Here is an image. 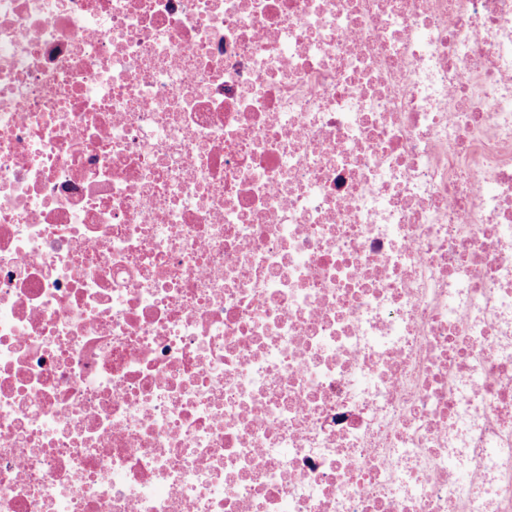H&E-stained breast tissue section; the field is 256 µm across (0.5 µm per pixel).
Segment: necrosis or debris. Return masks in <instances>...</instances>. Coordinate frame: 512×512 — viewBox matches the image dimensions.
<instances>
[{
	"instance_id": "4bbe7bcc",
	"label": "necrosis or debris",
	"mask_w": 512,
	"mask_h": 512,
	"mask_svg": "<svg viewBox=\"0 0 512 512\" xmlns=\"http://www.w3.org/2000/svg\"><path fill=\"white\" fill-rule=\"evenodd\" d=\"M0 512H512V0H0Z\"/></svg>"
}]
</instances>
